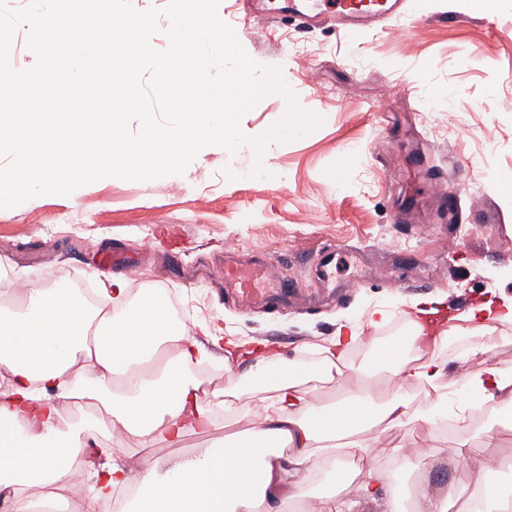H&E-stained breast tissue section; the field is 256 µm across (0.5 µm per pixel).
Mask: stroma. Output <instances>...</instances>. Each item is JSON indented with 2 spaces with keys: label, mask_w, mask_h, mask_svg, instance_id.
Masks as SVG:
<instances>
[{
  "label": "stroma",
  "mask_w": 512,
  "mask_h": 512,
  "mask_svg": "<svg viewBox=\"0 0 512 512\" xmlns=\"http://www.w3.org/2000/svg\"><path fill=\"white\" fill-rule=\"evenodd\" d=\"M426 2L424 18L394 41L384 30L350 37L326 23L304 31L285 19L245 25L236 0H220L218 14L247 55L280 67L298 105L324 124L271 143L260 162L265 179L252 177L258 162L248 146L232 153L210 145L181 175L115 178L68 197L0 208V276L44 289L56 275H72L99 294L121 277L127 292H164L189 336L206 345L218 340L214 357L264 341L284 365L318 363L337 319L360 321L371 306L391 317L366 333L353 352L358 361L377 339L406 329L414 298H438L440 314L450 318L511 297L512 193L502 192L501 181L512 176V0H499L490 19L472 15V0ZM286 111L278 94H267L242 115L240 128L260 136ZM345 147L360 156L340 170ZM437 168L458 222L424 185ZM231 243L234 262L281 261L285 288L244 306L224 285ZM107 253L122 254L129 266H103ZM270 403V392L257 391L177 448L115 437L113 459L135 472L159 457L204 452L251 429ZM489 428L498 437L493 447ZM455 448L435 433L411 466L393 467L361 512H383L387 500L416 484L421 457H447ZM510 454L512 428L483 410L471 425L467 461L433 471L430 482L475 494L470 460L497 466Z\"/></svg>",
  "instance_id": "1"
}]
</instances>
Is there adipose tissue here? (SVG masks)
Masks as SVG:
<instances>
[{
	"instance_id": "1",
	"label": "adipose tissue",
	"mask_w": 512,
	"mask_h": 512,
	"mask_svg": "<svg viewBox=\"0 0 512 512\" xmlns=\"http://www.w3.org/2000/svg\"><path fill=\"white\" fill-rule=\"evenodd\" d=\"M119 302L105 293L91 303L62 285L21 298L0 289V369L7 374L0 384V444L8 448L0 453V501L9 512L63 498L71 477L88 465L83 448L115 433L172 445L212 425L213 409L191 372L206 357L205 347L170 321L162 293L120 314L114 311ZM412 309L409 336L388 344L383 371L351 358L363 327L340 321L320 347L315 370L283 371L273 360L255 361L251 376L275 393L274 410L259 425L205 454L154 460L136 476L105 462L79 512H100L103 501L126 488L135 491L131 512H286L287 503L298 501L310 512H352L375 500L389 477L369 462L368 429L399 428L416 438L452 416L463 448L470 412L488 406L498 419L512 420V374L488 364L484 341L495 332L512 339V297L469 308L449 327L434 322L429 299H417ZM456 334L475 337L465 355L475 367L463 377L465 397L452 401L441 351ZM313 381H337L346 389L326 404L312 396ZM407 385L430 388L427 410H412ZM379 392L385 395L380 406ZM89 401L105 409L109 424L89 417L80 430H63L61 404L80 411ZM346 459L360 468L341 491L311 494L312 472Z\"/></svg>"
}]
</instances>
